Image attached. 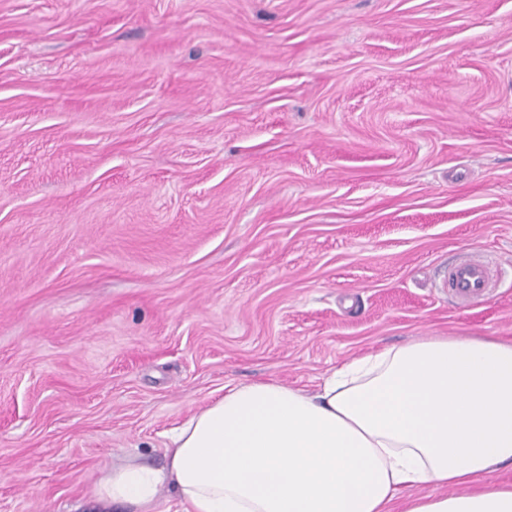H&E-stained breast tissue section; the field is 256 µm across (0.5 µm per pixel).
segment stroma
<instances>
[{"instance_id":"1","label":"stroma","mask_w":512,"mask_h":512,"mask_svg":"<svg viewBox=\"0 0 512 512\" xmlns=\"http://www.w3.org/2000/svg\"><path fill=\"white\" fill-rule=\"evenodd\" d=\"M431 336L512 341V0H0V512ZM448 281L461 302L477 304L487 295L491 274L484 258L474 254L448 270Z\"/></svg>"}]
</instances>
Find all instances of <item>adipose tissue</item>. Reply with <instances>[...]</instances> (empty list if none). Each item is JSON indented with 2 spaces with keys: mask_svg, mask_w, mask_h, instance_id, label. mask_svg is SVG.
Wrapping results in <instances>:
<instances>
[{
  "mask_svg": "<svg viewBox=\"0 0 512 512\" xmlns=\"http://www.w3.org/2000/svg\"><path fill=\"white\" fill-rule=\"evenodd\" d=\"M165 464H113L103 510L512 512V343L433 336L352 358L310 393L225 386L167 435Z\"/></svg>",
  "mask_w": 512,
  "mask_h": 512,
  "instance_id": "1",
  "label": "adipose tissue"
}]
</instances>
